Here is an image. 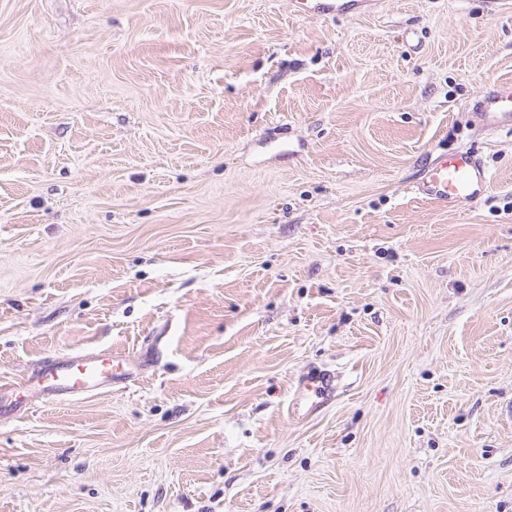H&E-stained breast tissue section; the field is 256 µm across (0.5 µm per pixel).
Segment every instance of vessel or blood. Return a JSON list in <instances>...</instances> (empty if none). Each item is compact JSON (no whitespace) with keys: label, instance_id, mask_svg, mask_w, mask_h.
Masks as SVG:
<instances>
[{"label":"vessel or blood","instance_id":"1","mask_svg":"<svg viewBox=\"0 0 512 512\" xmlns=\"http://www.w3.org/2000/svg\"><path fill=\"white\" fill-rule=\"evenodd\" d=\"M364 0H290L295 12L303 15L335 17L358 13ZM477 116L489 129L512 128V82H503L485 91L477 101ZM490 173L479 155L463 148L435 160L416 183V195L437 205L457 208L487 192ZM116 373L108 355L92 352L66 360L45 362L30 379L0 384V404L21 390L37 385L45 399L80 397L111 385ZM299 397L319 405L334 393L330 375L304 378Z\"/></svg>","mask_w":512,"mask_h":512}]
</instances>
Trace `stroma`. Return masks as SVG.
Masks as SVG:
<instances>
[{"mask_svg":"<svg viewBox=\"0 0 512 512\" xmlns=\"http://www.w3.org/2000/svg\"><path fill=\"white\" fill-rule=\"evenodd\" d=\"M508 79L512 0H0V382L135 372L0 407V512H512ZM364 0H290V6L301 15L336 17L360 11ZM475 112L488 129L512 128V82H502L485 91ZM490 180V173L479 155L463 148L435 160L413 190L439 206L454 209L486 193ZM112 355L100 352L87 353L66 360H52L45 362L28 379L0 384V407L8 399L10 403L18 401L21 390L29 388L34 383L37 385V393H43L48 400L63 399L67 397H80L92 393L112 384L116 376L122 375V365H116ZM333 380L329 374L304 378L298 386L300 400L311 402L310 408L317 406L334 394Z\"/></svg>","mask_w":512,"mask_h":512,"instance_id":"1","label":"stroma"}]
</instances>
